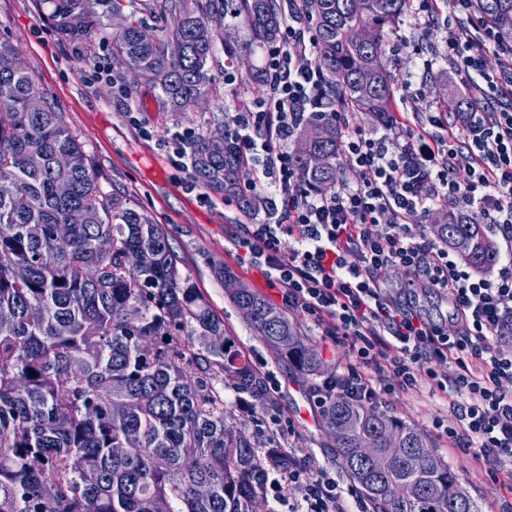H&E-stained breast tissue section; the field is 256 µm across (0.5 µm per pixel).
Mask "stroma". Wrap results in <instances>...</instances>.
I'll use <instances>...</instances> for the list:
<instances>
[{
    "label": "stroma",
    "instance_id": "35a3bbf8",
    "mask_svg": "<svg viewBox=\"0 0 512 512\" xmlns=\"http://www.w3.org/2000/svg\"><path fill=\"white\" fill-rule=\"evenodd\" d=\"M58 0H0V42L14 46L36 83L76 135L99 174L104 191L117 190L131 207L165 230L172 249L212 310L224 321V335L253 363L266 364L282 385L273 412L294 420L298 434L282 440L307 467L330 471L345 488L347 512H358L351 481L336 458L334 441L323 427L321 412L311 399V376L298 371L262 343L249 321L225 293L224 271L265 300L276 303L280 292L260 273L242 267L228 252V237L240 225L252 223L236 200L212 193L191 175L188 158L178 157L174 131L209 133L223 126L227 113L240 109L256 93L252 88L217 83L206 108L199 112L163 111L156 90L142 77L122 68L112 57V29L92 26L79 38L56 28ZM393 50L390 70L398 96L407 102L417 121L435 111L440 90L434 80L446 67L439 37L429 35L423 22L405 15L389 39ZM403 271L390 274L387 295L412 302L428 319L455 327L446 299L422 280L405 291ZM287 315L317 350L321 379L336 376L348 360L349 347L323 336L321 329L296 309ZM377 407L419 429L447 461L479 512H512V468L489 471L473 449H448L438 438L435 423L458 427L451 398L423 389L410 396L394 389L381 393Z\"/></svg>",
    "mask_w": 512,
    "mask_h": 512
}]
</instances>
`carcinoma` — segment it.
Segmentation results:
<instances>
[{"label": "carcinoma", "instance_id": "cac0c4a2", "mask_svg": "<svg viewBox=\"0 0 512 512\" xmlns=\"http://www.w3.org/2000/svg\"><path fill=\"white\" fill-rule=\"evenodd\" d=\"M144 10L177 15L158 29L127 16L113 34L120 66L159 90L165 112H191L214 91L210 60L221 32L208 20L228 15L244 26L242 42L224 43L226 61L273 43L286 13L276 0H141ZM501 36L512 39V0H477ZM411 0H302L317 43L316 63L345 112L384 125L398 111L384 28ZM122 0H59L61 30L77 36L109 21ZM75 17L82 24L72 23ZM17 50L0 44V512H256L273 472H288V452L260 454L228 424L218 378L260 396L247 359L224 337L212 311L162 227L107 193L83 145L25 69ZM264 87L263 66L238 71ZM443 103L463 112L469 95L452 85ZM41 101L32 111L31 99ZM321 126L311 146L316 166L293 153L306 185H336L340 131L317 115L298 130ZM190 168L203 187L238 196L245 166L229 137L207 134L188 144ZM71 193L62 196L58 185ZM78 209L83 224L67 239L55 233ZM438 240L477 271L499 262L492 229L458 208L434 224ZM233 304L251 310L260 340L308 375L320 359L299 327L233 271L224 270ZM324 426L369 512H478L456 474L415 428L342 394L327 401ZM391 434L425 460L419 472L383 450L367 461L363 442Z\"/></svg>", "mask_w": 512, "mask_h": 512}]
</instances>
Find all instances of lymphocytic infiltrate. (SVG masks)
Instances as JSON below:
<instances>
[{
  "mask_svg": "<svg viewBox=\"0 0 512 512\" xmlns=\"http://www.w3.org/2000/svg\"><path fill=\"white\" fill-rule=\"evenodd\" d=\"M300 0H288L278 41L267 47L262 103L229 113L225 130L250 169L242 192L265 202L262 220L242 225L229 252L258 271L325 336L346 342L350 356L336 378L315 389L367 401L385 377L412 394L422 387L459 397L460 429L441 428L449 447L466 440L491 468L512 463V251L497 274L476 277L411 221L451 204L478 213L512 244V41L487 26L473 0H448L462 33L444 37L455 73L475 88L468 111L433 116L391 145L381 134L343 123L342 153L357 172L337 190L313 193L294 165L292 137L315 105L331 101L315 64ZM498 58L487 70L486 53ZM425 280L449 301L460 329L425 320L387 297L382 282L394 270ZM451 364L453 375H440ZM288 477L302 491L305 512H346L343 490L326 470L302 466Z\"/></svg>",
  "mask_w": 512,
  "mask_h": 512,
  "instance_id": "obj_1",
  "label": "lymphocytic infiltrate"
}]
</instances>
